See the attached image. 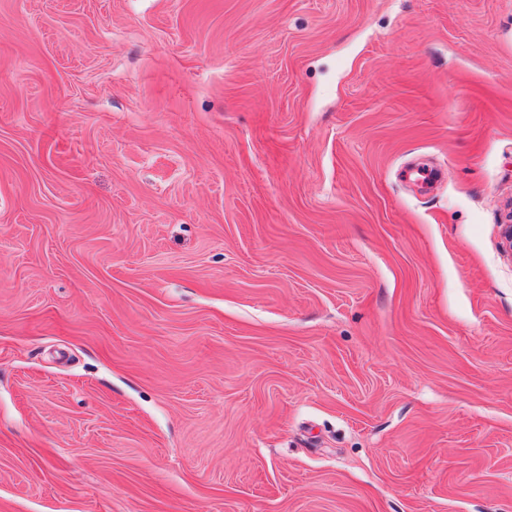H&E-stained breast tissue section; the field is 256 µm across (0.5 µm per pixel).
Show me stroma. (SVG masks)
Listing matches in <instances>:
<instances>
[{
	"mask_svg": "<svg viewBox=\"0 0 512 512\" xmlns=\"http://www.w3.org/2000/svg\"><path fill=\"white\" fill-rule=\"evenodd\" d=\"M512 0H0V512H512Z\"/></svg>",
	"mask_w": 512,
	"mask_h": 512,
	"instance_id": "1",
	"label": "stroma"
}]
</instances>
